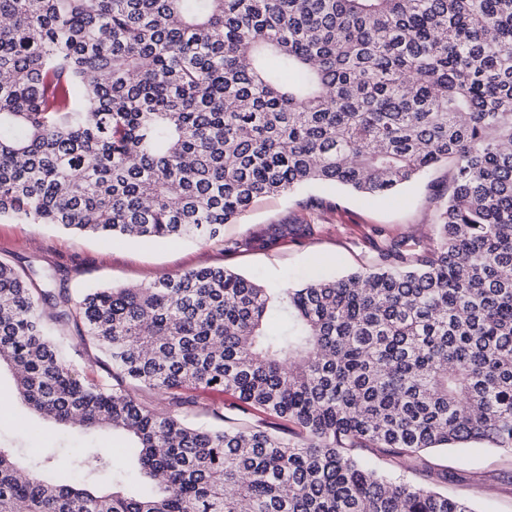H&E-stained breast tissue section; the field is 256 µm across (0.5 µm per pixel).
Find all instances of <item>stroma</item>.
Returning <instances> with one entry per match:
<instances>
[{
	"instance_id": "stroma-1",
	"label": "stroma",
	"mask_w": 512,
	"mask_h": 512,
	"mask_svg": "<svg viewBox=\"0 0 512 512\" xmlns=\"http://www.w3.org/2000/svg\"><path fill=\"white\" fill-rule=\"evenodd\" d=\"M443 165L398 193L364 198L342 190L308 188L255 201L237 223L224 227L222 241H121L73 236L48 226L0 219V260L20 270L50 269L54 291L79 294L87 288L130 287L191 269L225 266L265 287L340 278L359 271L383 239L437 240L432 187L449 186ZM310 223L304 237L285 233ZM122 431L102 428L84 434L32 414L15 394L8 373L0 374V446L25 457H56L70 450L122 448ZM447 471L440 488L470 502L476 512H512V452L471 442L431 453Z\"/></svg>"
}]
</instances>
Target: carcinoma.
I'll use <instances>...</instances> for the list:
<instances>
[{"mask_svg":"<svg viewBox=\"0 0 512 512\" xmlns=\"http://www.w3.org/2000/svg\"><path fill=\"white\" fill-rule=\"evenodd\" d=\"M448 161L439 244L340 279L205 267L73 298L0 261L19 399L132 438L49 481L0 448V512H475L407 474L512 450V0H0V219L207 242L257 198L379 196ZM68 328L111 381L80 376ZM144 389L235 402L201 428ZM124 458L150 486L104 492Z\"/></svg>","mask_w":512,"mask_h":512,"instance_id":"cac0c4a2","label":"carcinoma"}]
</instances>
